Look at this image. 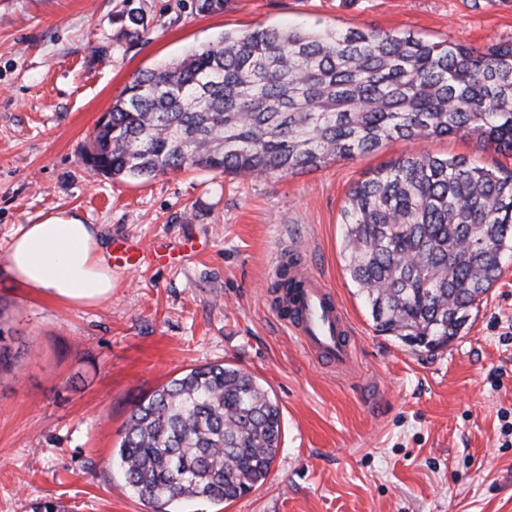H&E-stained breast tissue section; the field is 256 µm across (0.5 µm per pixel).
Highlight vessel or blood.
Listing matches in <instances>:
<instances>
[{"instance_id": "1", "label": "vessel or blood", "mask_w": 512, "mask_h": 512, "mask_svg": "<svg viewBox=\"0 0 512 512\" xmlns=\"http://www.w3.org/2000/svg\"><path fill=\"white\" fill-rule=\"evenodd\" d=\"M160 257V248L145 250L133 238H121L112 245L116 265L136 268ZM296 279L299 288L289 296L287 310L278 311V320L308 350L336 367H347L352 358L350 324L334 293L310 269H299Z\"/></svg>"}]
</instances>
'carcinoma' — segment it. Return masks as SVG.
I'll return each mask as SVG.
<instances>
[{"label": "carcinoma", "mask_w": 512, "mask_h": 512, "mask_svg": "<svg viewBox=\"0 0 512 512\" xmlns=\"http://www.w3.org/2000/svg\"><path fill=\"white\" fill-rule=\"evenodd\" d=\"M458 134L512 153L511 44L258 26L137 73L81 158L110 178L289 175L388 140ZM341 217L347 271L377 331L432 353L461 335L512 251V170L409 154L357 182ZM280 440L269 392L213 364L138 401L114 457L127 486L168 512L246 495Z\"/></svg>", "instance_id": "carcinoma-1"}]
</instances>
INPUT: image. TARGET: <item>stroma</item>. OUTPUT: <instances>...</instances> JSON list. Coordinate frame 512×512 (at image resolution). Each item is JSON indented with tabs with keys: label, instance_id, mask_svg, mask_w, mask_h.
Here are the masks:
<instances>
[{
	"label": "stroma",
	"instance_id": "35a3bbf8",
	"mask_svg": "<svg viewBox=\"0 0 512 512\" xmlns=\"http://www.w3.org/2000/svg\"><path fill=\"white\" fill-rule=\"evenodd\" d=\"M0 0V512L42 500L67 512H153L112 456L137 401L181 373L226 363L281 410L263 484L230 503L179 512H512V253L464 333L418 353L376 332L346 270L351 186L409 153L463 155L512 170L473 137L393 140L373 153L286 176L190 170L108 178L81 159L97 121L138 73L224 32L375 28L483 50L512 44V0ZM136 8L141 37L120 16ZM73 215L164 245L163 263L112 272L91 307L18 283L5 255L25 224ZM312 268L351 325L336 369L280 325L281 254Z\"/></svg>",
	"mask_w": 512,
	"mask_h": 512
}]
</instances>
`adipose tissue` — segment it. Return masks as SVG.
<instances>
[{
    "instance_id": "1",
    "label": "adipose tissue",
    "mask_w": 512,
    "mask_h": 512,
    "mask_svg": "<svg viewBox=\"0 0 512 512\" xmlns=\"http://www.w3.org/2000/svg\"><path fill=\"white\" fill-rule=\"evenodd\" d=\"M6 263L19 283L54 301L90 306L112 295V270L98 230L75 217L24 225Z\"/></svg>"
}]
</instances>
